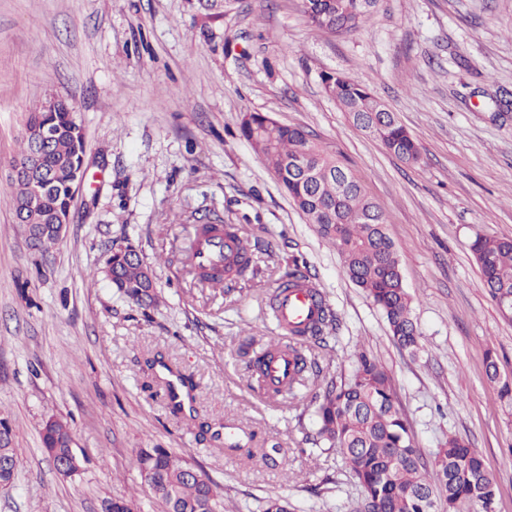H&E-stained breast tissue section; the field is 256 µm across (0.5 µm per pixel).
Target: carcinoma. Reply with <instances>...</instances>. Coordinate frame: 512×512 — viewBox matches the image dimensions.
Listing matches in <instances>:
<instances>
[{
	"label": "carcinoma",
	"mask_w": 512,
	"mask_h": 512,
	"mask_svg": "<svg viewBox=\"0 0 512 512\" xmlns=\"http://www.w3.org/2000/svg\"><path fill=\"white\" fill-rule=\"evenodd\" d=\"M308 22L318 28L347 35L355 32L366 11L357 0H302ZM328 95L344 112L371 109L376 98L369 85L347 74L328 75ZM49 100L37 104L29 113L14 162L24 161L31 150L29 131L48 124L59 131L43 159L52 189L42 196L40 210L31 223L37 225L35 246L50 252L60 241L53 224L58 214L71 204L70 184L74 168L85 154L82 127L70 106L47 109ZM301 126L280 124L261 112H250L240 126V136L262 156L279 187L311 224L318 235L336 247L344 271L385 316L394 341L403 349H420L421 334L412 317V297L404 286L395 244L386 233L388 216L384 208L368 195L362 183L342 166L333 153L307 138ZM384 148L402 162L421 161L419 146L407 129L395 119L374 134ZM12 210H21L32 191L17 179L10 183ZM194 221L210 231L241 240L243 253L235 256L225 270L230 279L242 278L252 266L249 240L237 224H213L208 216ZM470 252L492 300L499 303L512 295V239L475 234ZM130 245L109 250L105 268L112 269L110 283L116 291L143 309L156 303L150 269ZM188 273L202 284L217 288L223 277L200 274L192 252H186ZM309 276L297 265L288 268L277 288L302 287ZM316 317L303 329L291 331L288 353L294 355L297 370L288 393L319 376L303 353L312 340L336 330L337 316L322 294L315 298ZM486 372L496 385L500 401L512 406V385L497 379V364L492 353L486 355ZM318 435L336 449L351 477L361 489L359 504L373 512H493L495 480L482 458L464 440L449 436L436 449L432 462L424 460L413 446L412 430L403 413L392 379L384 366L362 352L352 371L326 381L322 394L312 399ZM43 451L49 456L67 458L74 452L69 427L60 418L44 420L40 430ZM21 449L12 445L10 429L0 433V459L19 464ZM141 485L150 497L160 501L164 512H220V503L209 479L188 477L191 465L185 454L171 448H141L137 454Z\"/></svg>",
	"instance_id": "obj_1"
}]
</instances>
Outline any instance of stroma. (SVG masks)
Wrapping results in <instances>:
<instances>
[{
  "label": "stroma",
  "mask_w": 512,
  "mask_h": 512,
  "mask_svg": "<svg viewBox=\"0 0 512 512\" xmlns=\"http://www.w3.org/2000/svg\"><path fill=\"white\" fill-rule=\"evenodd\" d=\"M342 72L367 83L420 146L410 166L357 129L323 89ZM512 0H377L359 29L311 26L300 0H0V419L21 450L0 512H103L139 488V449L187 453L224 512H354L360 489L340 453L317 444L309 381L269 397L246 367L279 330L277 280L299 264L338 316L321 367L351 371L367 351L389 371L413 441L431 456L464 438L512 512V409L487 379L494 355L512 378V322L485 290L474 233L512 238ZM75 109L86 180L61 242L31 249L10 207V162L31 107L46 96ZM249 112L305 127L389 216L413 297L422 349L410 354L345 274L335 248L305 222L239 135ZM241 225L253 274L224 292L182 262L191 216ZM132 243L154 273L157 304L126 302L97 276L111 243ZM162 354L192 375L195 408L214 434L198 440L145 387ZM67 422L79 475L57 474L40 429ZM234 427L245 448L229 451Z\"/></svg>",
  "instance_id": "1"
}]
</instances>
